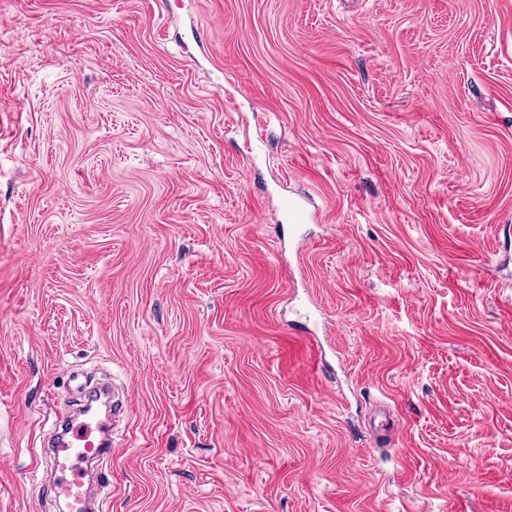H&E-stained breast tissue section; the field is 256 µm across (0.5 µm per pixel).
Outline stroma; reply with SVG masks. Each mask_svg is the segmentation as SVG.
<instances>
[{
    "label": "stroma",
    "mask_w": 512,
    "mask_h": 512,
    "mask_svg": "<svg viewBox=\"0 0 512 512\" xmlns=\"http://www.w3.org/2000/svg\"><path fill=\"white\" fill-rule=\"evenodd\" d=\"M91 379L100 512H512V0H0V512Z\"/></svg>",
    "instance_id": "35a3bbf8"
}]
</instances>
